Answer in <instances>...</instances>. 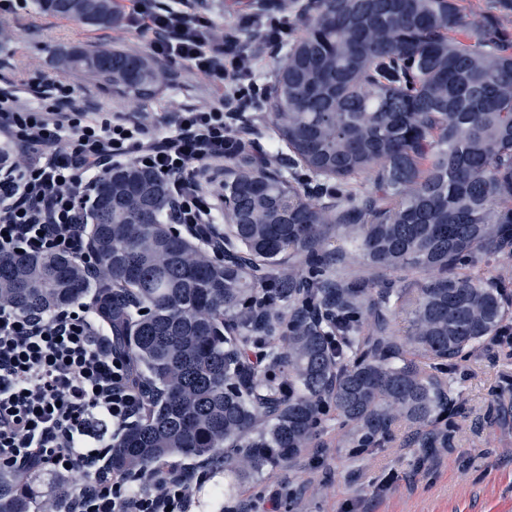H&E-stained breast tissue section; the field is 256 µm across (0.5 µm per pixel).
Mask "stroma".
<instances>
[{
  "instance_id": "1",
  "label": "stroma",
  "mask_w": 512,
  "mask_h": 512,
  "mask_svg": "<svg viewBox=\"0 0 512 512\" xmlns=\"http://www.w3.org/2000/svg\"><path fill=\"white\" fill-rule=\"evenodd\" d=\"M263 0H188L189 13L210 18L218 32L238 28ZM122 20L111 27L77 24L40 10L38 0L0 16V90L13 92L17 108L51 96L57 82L70 87L60 112L118 113L154 125L164 113L208 110L224 101L223 86L184 62L167 63L171 83L154 97L133 103L79 69L60 72L58 50L111 47L148 50L150 36L126 15L131 0H116ZM463 390L457 399L453 451L406 448L393 443L354 459L337 460L336 429L328 427L314 448L291 465L268 468L224 496L222 473L212 474L196 493L193 512H224L230 500L245 501L247 512H267L272 488L286 484L291 497L279 512H512V356L481 350L460 362ZM323 481L308 488L311 469Z\"/></svg>"
}]
</instances>
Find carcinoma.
Instances as JSON below:
<instances>
[{
  "label": "carcinoma",
  "instance_id": "1",
  "mask_svg": "<svg viewBox=\"0 0 512 512\" xmlns=\"http://www.w3.org/2000/svg\"><path fill=\"white\" fill-rule=\"evenodd\" d=\"M38 3L78 24L118 22L113 0ZM297 26L263 106L294 163L334 185L335 204L261 157H226L215 255L166 223L167 179L115 165L91 205L95 274L65 253L0 252V303L21 312L112 293L104 318L149 405L109 473L145 480L225 446L224 475L240 484L289 464L330 421L344 431L338 458L386 448L404 426L450 448L454 431L422 428L454 414L458 362L504 336L512 293L477 265L512 245V32L467 21L456 0H308ZM58 66L136 100L172 81L147 52L64 51ZM365 173L370 194L347 189ZM342 230L392 287L374 292L338 267L325 245ZM295 254L306 267L285 270ZM409 275L420 288L393 287ZM395 309L411 315L402 340ZM34 508L51 503L0 471V512Z\"/></svg>",
  "mask_w": 512,
  "mask_h": 512
}]
</instances>
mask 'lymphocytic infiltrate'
Returning <instances> with one entry per match:
<instances>
[{"label":"lymphocytic infiltrate","mask_w":512,"mask_h":512,"mask_svg":"<svg viewBox=\"0 0 512 512\" xmlns=\"http://www.w3.org/2000/svg\"><path fill=\"white\" fill-rule=\"evenodd\" d=\"M147 2L134 0L132 20L151 31V53L222 84L223 105L162 118L154 132L118 116L57 119L44 101L19 109L0 91V137L18 153L0 165V250L66 253L95 271L98 258L87 244L91 192L109 167L132 162L172 183L171 223L222 251L213 213L188 176L193 164L248 150L234 121L247 98L263 94L252 78L255 49L280 54L292 27L271 13L250 14L251 40L239 45L211 37L204 17L177 6L157 14ZM147 402L97 300L45 314L0 303V468L57 478L51 496L64 512H190L206 473L170 464L144 483L99 470L119 430Z\"/></svg>","instance_id":"obj_1"}]
</instances>
